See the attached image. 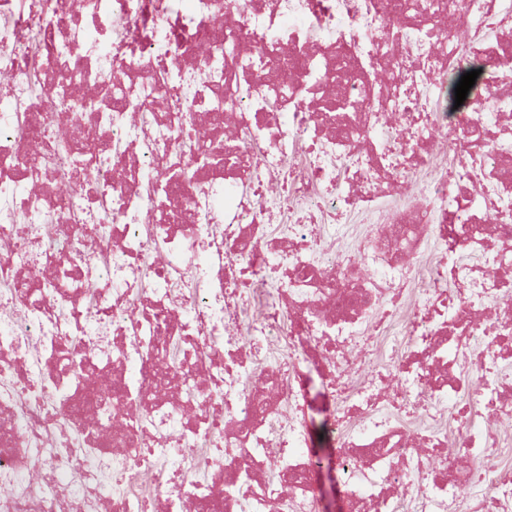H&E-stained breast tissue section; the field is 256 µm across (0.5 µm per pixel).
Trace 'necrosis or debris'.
I'll return each instance as SVG.
<instances>
[{
	"label": "necrosis or debris",
	"instance_id": "1",
	"mask_svg": "<svg viewBox=\"0 0 512 512\" xmlns=\"http://www.w3.org/2000/svg\"><path fill=\"white\" fill-rule=\"evenodd\" d=\"M495 30L503 0H0V512H324L311 366L343 512H512V81L448 109Z\"/></svg>",
	"mask_w": 512,
	"mask_h": 512
}]
</instances>
